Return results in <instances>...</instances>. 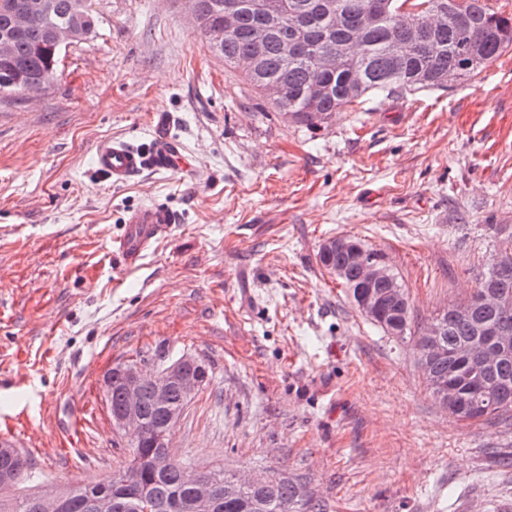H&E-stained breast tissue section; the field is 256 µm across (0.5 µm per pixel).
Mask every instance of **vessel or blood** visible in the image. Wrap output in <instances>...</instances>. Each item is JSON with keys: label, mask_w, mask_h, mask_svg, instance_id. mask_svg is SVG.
<instances>
[{"label": "vessel or blood", "mask_w": 512, "mask_h": 512, "mask_svg": "<svg viewBox=\"0 0 512 512\" xmlns=\"http://www.w3.org/2000/svg\"><path fill=\"white\" fill-rule=\"evenodd\" d=\"M173 142L166 136H156L143 148H135L122 140L102 144L96 154V166L113 183L126 182L143 169L167 171L188 164ZM175 217L160 206H143L132 210L124 234L116 241V250L126 266H135Z\"/></svg>", "instance_id": "obj_1"}]
</instances>
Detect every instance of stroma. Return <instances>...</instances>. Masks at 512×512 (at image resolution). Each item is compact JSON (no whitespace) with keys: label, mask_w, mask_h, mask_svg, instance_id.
Returning a JSON list of instances; mask_svg holds the SVG:
<instances>
[{"label":"stroma","mask_w":512,"mask_h":512,"mask_svg":"<svg viewBox=\"0 0 512 512\" xmlns=\"http://www.w3.org/2000/svg\"><path fill=\"white\" fill-rule=\"evenodd\" d=\"M93 9L95 34L47 90L0 98V429L28 459L22 492L125 465L103 377L159 350L208 370L172 433L178 463L283 472L327 512H512L497 464L512 417L457 421L412 341L512 232V47L473 79L371 95L313 132L261 108L184 0ZM160 131L191 171L95 172L104 141ZM144 205L176 221L130 269L112 244ZM341 235L385 254L410 338L319 264ZM78 415V457H57Z\"/></svg>","instance_id":"35a3bbf8"}]
</instances>
